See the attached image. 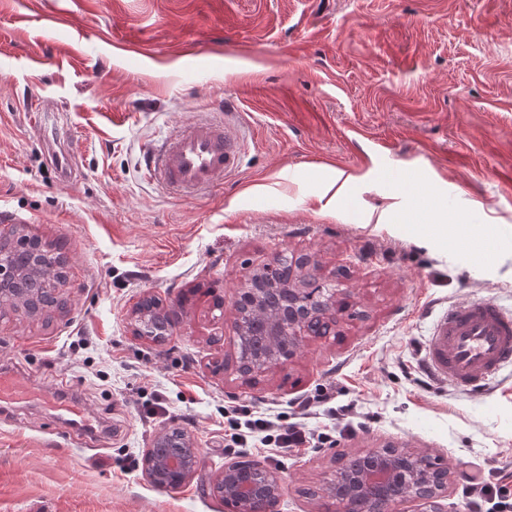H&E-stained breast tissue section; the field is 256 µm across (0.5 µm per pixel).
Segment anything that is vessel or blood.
<instances>
[{"instance_id":"obj_1","label":"vessel or blood","mask_w":512,"mask_h":512,"mask_svg":"<svg viewBox=\"0 0 512 512\" xmlns=\"http://www.w3.org/2000/svg\"><path fill=\"white\" fill-rule=\"evenodd\" d=\"M241 157V142L228 125L197 120L150 150L146 171L171 194L191 196L223 184ZM421 351L432 380L482 391L512 365V314L488 299L450 306L438 316Z\"/></svg>"}]
</instances>
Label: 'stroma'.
Instances as JSON below:
<instances>
[{
	"label": "stroma",
	"instance_id": "stroma-1",
	"mask_svg": "<svg viewBox=\"0 0 512 512\" xmlns=\"http://www.w3.org/2000/svg\"><path fill=\"white\" fill-rule=\"evenodd\" d=\"M31 102L53 111L69 178ZM228 106L248 140L223 186L176 198L144 180L145 150ZM430 201L512 226V0H0V238L67 260L63 308L0 306V369L36 392L0 412V512H229L214 485L240 460L278 474L277 512H324L336 470L386 446L431 457L448 512H475L471 463L512 472V368L472 393L428 378L420 350L443 308L512 311V246L379 219ZM306 257L336 292L329 334L241 376L236 290ZM149 296L178 313L161 344L136 334ZM322 387L333 415L304 422L354 424L337 446L225 452L226 407L290 421ZM55 391L83 422L42 403ZM169 427L200 463L161 490L144 455Z\"/></svg>",
	"mask_w": 512,
	"mask_h": 512
}]
</instances>
